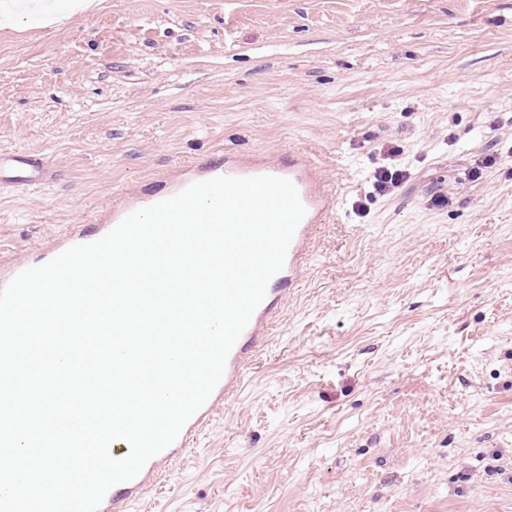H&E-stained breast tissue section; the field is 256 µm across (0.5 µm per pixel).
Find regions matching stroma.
I'll return each instance as SVG.
<instances>
[{"label":"stroma","instance_id":"35a3bbf8","mask_svg":"<svg viewBox=\"0 0 512 512\" xmlns=\"http://www.w3.org/2000/svg\"><path fill=\"white\" fill-rule=\"evenodd\" d=\"M72 2L0 10V267L194 159L341 199L142 512H512V0Z\"/></svg>","mask_w":512,"mask_h":512}]
</instances>
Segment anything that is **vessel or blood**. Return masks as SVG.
<instances>
[{
	"instance_id": "obj_1",
	"label": "vessel or blood",
	"mask_w": 512,
	"mask_h": 512,
	"mask_svg": "<svg viewBox=\"0 0 512 512\" xmlns=\"http://www.w3.org/2000/svg\"><path fill=\"white\" fill-rule=\"evenodd\" d=\"M228 176L251 178L274 176L290 180L297 189L299 199L305 208V215L299 223L287 249L282 269L272 277L263 301L253 312L248 324L231 348L224 373L202 407L185 423L177 439L162 452L147 461L140 473L133 479L113 486L111 494L105 495L98 512H123V505L140 499L143 493L161 476L177 458L185 455L199 434L210 423L224 403L235 397L245 373L253 362L256 347L267 336L274 318L282 311L284 302L297 287L309 264L312 240L318 224L331 212L335 197L328 184L322 179L318 168L311 159L300 152L291 154L287 167L269 166L249 157L229 156L223 165H206L192 162L184 166L182 180L173 186L158 187L151 195V203L168 199L194 183ZM134 199H127L114 209L106 223L92 225L90 231H76L74 234L57 238L43 246L44 261H51L67 249L94 242L117 227L127 216L137 211Z\"/></svg>"
}]
</instances>
